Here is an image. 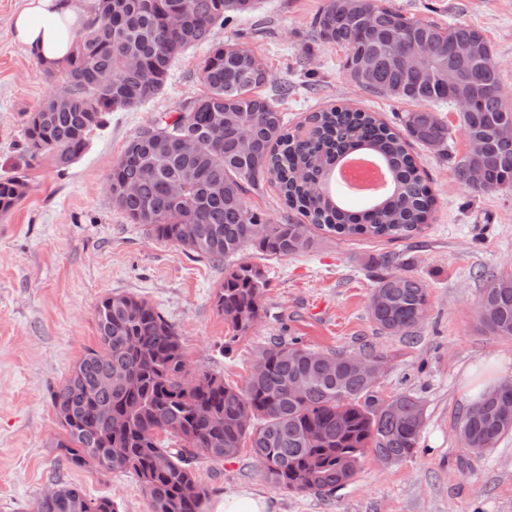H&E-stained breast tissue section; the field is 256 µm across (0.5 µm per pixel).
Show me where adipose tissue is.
<instances>
[{"instance_id":"obj_1","label":"adipose tissue","mask_w":512,"mask_h":512,"mask_svg":"<svg viewBox=\"0 0 512 512\" xmlns=\"http://www.w3.org/2000/svg\"><path fill=\"white\" fill-rule=\"evenodd\" d=\"M81 0H25L13 18L14 39L42 67L52 68L68 57L81 26Z\"/></svg>"}]
</instances>
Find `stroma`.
<instances>
[{
	"instance_id": "stroma-1",
	"label": "stroma",
	"mask_w": 512,
	"mask_h": 512,
	"mask_svg": "<svg viewBox=\"0 0 512 512\" xmlns=\"http://www.w3.org/2000/svg\"><path fill=\"white\" fill-rule=\"evenodd\" d=\"M23 0H0V176L26 172V196L0 216V512H32L53 480L87 498L108 497L118 512H149L138 478L75 468L50 440L59 428L50 392L86 349L99 345L95 308L103 297L132 294L176 327L191 373L243 387L256 353L274 341L298 340L319 351L388 358L379 392L409 394L424 407L419 444L398 464L366 454L352 483L324 496L274 487L260 474L250 446L197 477L210 497L250 488L274 512H512V432L479 454L466 451L458 422L468 406L466 377L512 379V338L479 323L478 301L492 276L512 272V191L473 192L455 175L452 156L467 140L454 107L434 111L448 127V150L415 146L437 197L421 232L396 241L327 235L307 253L288 257L246 248L243 261L267 281L258 320L236 332L214 303L223 266L183 247L154 240L113 206L108 178L131 138L163 113L204 94L207 46L174 64L164 93L131 111L112 112L85 152L59 169L27 168L23 115L50 94L43 67L18 45L11 19ZM326 0H260L255 12L214 28L211 41L245 43L265 63L262 93L296 125L317 109L349 105L399 125L409 110L349 83L342 48L318 41L312 21ZM404 15L440 25L463 23L489 42L512 103V0H388ZM394 261L382 265L380 257ZM411 276L427 287L423 324L389 335L368 305L379 278Z\"/></svg>"
}]
</instances>
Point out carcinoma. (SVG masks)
Listing matches in <instances>:
<instances>
[{
    "label": "carcinoma",
    "instance_id": "obj_1",
    "mask_svg": "<svg viewBox=\"0 0 512 512\" xmlns=\"http://www.w3.org/2000/svg\"><path fill=\"white\" fill-rule=\"evenodd\" d=\"M348 13L340 0H327L313 28L324 43L346 50L344 71L368 60L372 79L365 90L416 103H451L448 86L406 69L404 56L425 49L429 65L448 62L452 47L484 34L467 25L448 27L408 18L386 0H359ZM256 0H96L92 15L76 32L65 63L46 70L53 91L23 121V152L32 164L44 159L67 167L83 154L105 115L135 109L165 90L175 61L209 42L213 28L254 11ZM241 43L210 46L201 70L206 92L182 106L169 122L161 116L128 143L112 166V204L158 241L171 242L212 263L224 264V283L215 294L219 314L233 316L236 331L259 316L266 280L261 270L239 262L251 244L270 256L312 250L314 230L408 238L429 222L435 197L408 145L448 143V126L426 109L410 111L394 130L369 112L334 106L312 113L303 132H291L285 118L260 93L268 72L252 63ZM469 77L472 106L461 116L465 136L484 140L475 158L454 162L459 180L466 168L483 175L476 192L512 189V136L492 129L512 124L494 60L460 62ZM224 117L217 125L213 114ZM251 133L252 150L237 132ZM198 141L190 153L179 139ZM365 151L381 159L393 190L354 213L323 183L336 158ZM279 191L286 206L309 221L272 224L250 210L244 195L265 185ZM27 176L0 177V213L25 196ZM427 288L413 277L381 278L369 301L371 319L388 334L412 335L426 317ZM99 347L89 348L69 377L51 391L60 433L53 447L77 467L135 475L150 512H204L207 488L197 460L221 464L250 442L255 462L274 486L319 495L350 483L367 451L397 464L419 443L424 408L416 398L393 397L388 411L378 385L359 376L354 355L320 352L296 342L261 349L242 388L213 374L189 376L180 336L150 302L115 294L95 310ZM482 327L512 337V274L491 278L479 304ZM112 375V387L100 385ZM305 380L295 394L294 378ZM109 405L121 425L97 407ZM512 395L492 393L460 419L464 446L492 447L512 430ZM58 496L37 499L33 512H116L109 498L88 499L76 487L58 484Z\"/></svg>",
    "mask_w": 512,
    "mask_h": 512
}]
</instances>
